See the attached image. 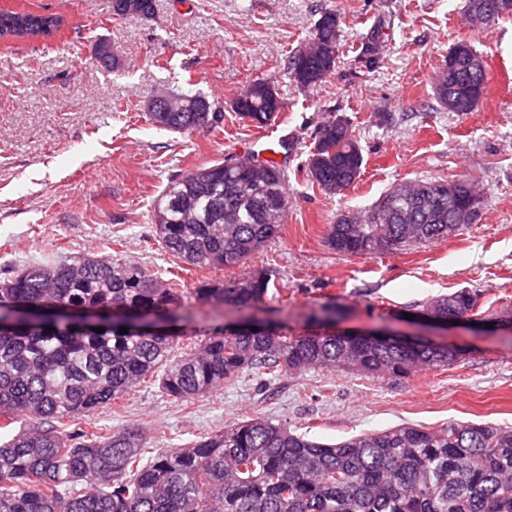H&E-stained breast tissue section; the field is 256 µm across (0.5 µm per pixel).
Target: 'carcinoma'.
<instances>
[{
    "instance_id": "cac0c4a2",
    "label": "carcinoma",
    "mask_w": 512,
    "mask_h": 512,
    "mask_svg": "<svg viewBox=\"0 0 512 512\" xmlns=\"http://www.w3.org/2000/svg\"><path fill=\"white\" fill-rule=\"evenodd\" d=\"M115 15L147 18L154 0H112ZM51 14L0 11V38L48 36ZM338 20L325 14L306 60L288 57V77L320 84L336 65ZM487 82L483 57L465 41L448 52L433 92L440 105L465 97L466 84ZM257 80L234 109L268 125L281 101ZM181 112H151L160 128L179 132L222 126L221 111L198 112V92L179 93ZM364 166L362 148L344 117L317 128L305 161L307 178L334 194L351 186ZM288 176L272 160H229L174 175L154 202L150 223L167 253L194 267L245 262L280 233L288 211ZM449 223L448 181L397 184L364 211L338 216L325 243L341 255L402 251L457 236ZM271 275L203 283L209 303L251 307ZM179 294L148 266L121 252L62 253L0 276V308L12 323L0 328V512H512V427L450 422L439 429L403 424L336 444L309 439L255 416L156 453L135 426H82L155 379L185 404L253 371L276 378L322 369L406 378L445 366L455 351L419 341L375 340L341 333L286 336L241 327L218 330L188 352L174 354L177 332L138 333L125 311L153 310L175 326ZM477 296L461 289L431 301L430 314L476 315ZM62 310L90 311L104 331L55 319ZM128 328L121 334L119 329ZM26 424L18 430L11 425Z\"/></svg>"
}]
</instances>
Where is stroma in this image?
<instances>
[{"instance_id":"35a3bbf8","label":"stroma","mask_w":512,"mask_h":512,"mask_svg":"<svg viewBox=\"0 0 512 512\" xmlns=\"http://www.w3.org/2000/svg\"><path fill=\"white\" fill-rule=\"evenodd\" d=\"M12 3L61 25L48 38L0 40L1 271L118 246L166 273L174 263L149 222L153 201L173 175L238 158L239 145L266 130L288 141L279 159L288 175L281 233L239 266L178 272L181 346L249 315L288 335L323 333L315 317L332 303L344 309L337 330L387 326L415 337L425 331L423 308L460 289L475 293L487 323L512 314V20L471 22L467 0H155L153 14L137 19L116 16L112 0ZM327 13L338 18L336 66L320 85L300 88L285 57L308 45ZM103 40L112 47L109 71L95 60ZM371 41L368 67L359 56ZM460 41L488 63L485 94L470 112L442 108L432 89ZM258 79L273 83L283 104L265 130L234 110ZM187 82L221 107L222 129L180 134L151 124L150 101ZM333 115L349 120L365 165L328 195L298 170ZM460 176L484 198L461 235L372 256L326 245L339 214L368 209L393 185ZM261 269L271 281L254 307L196 298L200 284ZM443 340L464 355L397 381L311 370L262 385L249 371L190 405L147 383L91 420L137 425L151 448H175L256 413L324 443L404 423L512 426V333L461 325Z\"/></svg>"}]
</instances>
